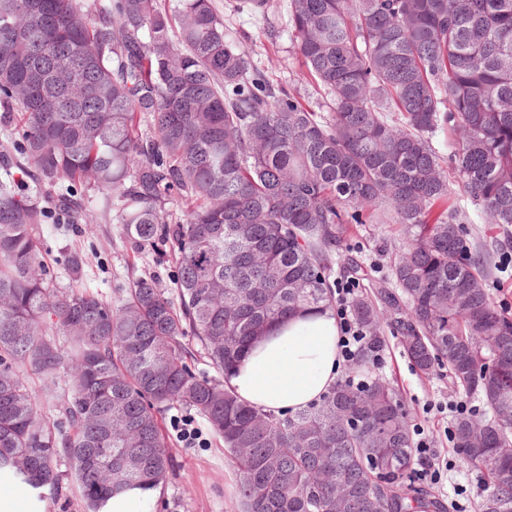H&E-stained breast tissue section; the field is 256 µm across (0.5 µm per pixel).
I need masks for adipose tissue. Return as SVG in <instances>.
Returning <instances> with one entry per match:
<instances>
[{
    "label": "adipose tissue",
    "mask_w": 512,
    "mask_h": 512,
    "mask_svg": "<svg viewBox=\"0 0 512 512\" xmlns=\"http://www.w3.org/2000/svg\"><path fill=\"white\" fill-rule=\"evenodd\" d=\"M339 329L330 313L295 316L250 349L230 385L241 400L277 415L307 409L335 383Z\"/></svg>",
    "instance_id": "ef3b65f1"
}]
</instances>
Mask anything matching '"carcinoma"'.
<instances>
[{"instance_id":"carcinoma-1","label":"carcinoma","mask_w":512,"mask_h":512,"mask_svg":"<svg viewBox=\"0 0 512 512\" xmlns=\"http://www.w3.org/2000/svg\"><path fill=\"white\" fill-rule=\"evenodd\" d=\"M288 32L327 116L253 65L212 0H0L20 153L43 183L104 195L128 242L178 269L173 297L148 279L117 305L54 288L43 212L0 184V474L39 498L71 478L85 512H105L173 474L160 418L183 406L224 442L241 512H446L420 477L412 408L370 375L388 328L421 373L445 363L481 397L451 439L477 512H512V314L484 288L431 142L459 130L454 178L509 234L512 0H290ZM367 219L404 242L391 280L350 305L367 341L345 375L288 417L241 400L230 379L253 342L336 312L329 262L361 271L350 235ZM187 337L215 377L193 373Z\"/></svg>"}]
</instances>
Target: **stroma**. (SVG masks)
<instances>
[{"instance_id":"obj_1","label":"stroma","mask_w":512,"mask_h":512,"mask_svg":"<svg viewBox=\"0 0 512 512\" xmlns=\"http://www.w3.org/2000/svg\"><path fill=\"white\" fill-rule=\"evenodd\" d=\"M214 3L231 32L243 30L249 34V51L255 65L278 83L297 87L312 110L328 114L330 98L316 83L304 80L300 56L290 37L274 43L266 37L268 25L287 28L289 0H274V7L265 19L238 11L236 0H214ZM32 174V165L23 160L10 169L0 168V182L7 183L17 196L45 211L46 220L39 227V236L56 286L69 285V258L79 249L85 255L81 271L83 286L113 302H120L141 277L154 278L162 288L173 287L176 268L170 258L148 250H134L119 225L98 217V201L62 205L56 191L36 184ZM452 190L461 200L462 222L470 231L473 246L491 257L487 290L498 305L512 312V267L506 269L501 265L502 259L512 256V236L486 224L478 206L465 198L460 184H453ZM351 243L352 255L364 270L357 290L366 294L373 279L389 276L391 258L402 243L400 227L358 224ZM383 354L384 361L377 366V374L389 380L412 406L415 429L430 434L440 456L453 463L436 484V491L457 498L465 512H477L479 483L473 474L456 467L457 455L448 440L454 416L438 410L439 405L455 397L447 370L440 368L430 376L421 375L398 339L392 336L387 337ZM203 436L208 440L203 448H186L182 443H174L175 471L163 485L154 512H240L235 472L224 454V446L211 430H204ZM6 495L15 496L16 512H83L82 502L72 488L59 494L45 492L38 501L18 493L12 480L1 477L0 496Z\"/></svg>"}]
</instances>
